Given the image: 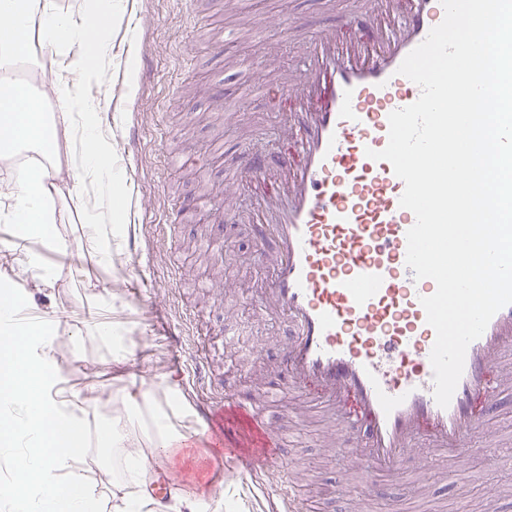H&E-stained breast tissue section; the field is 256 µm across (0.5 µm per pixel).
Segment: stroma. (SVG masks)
<instances>
[{"label":"stroma","instance_id":"35a3bbf8","mask_svg":"<svg viewBox=\"0 0 512 512\" xmlns=\"http://www.w3.org/2000/svg\"><path fill=\"white\" fill-rule=\"evenodd\" d=\"M124 17L110 26L112 73L122 85L92 84L86 95L99 101L101 121L112 135L113 162L124 183L138 242L112 250V263L99 265L81 238L76 201L63 205L58 232L68 247L44 258L53 272L51 285L35 284L24 257L13 248L10 225L0 223V274L9 275L25 309H35L55 338L54 361L64 385L73 392L95 387L101 400L82 433L86 446L77 464L111 512L112 490L123 473L126 449L138 447V426L112 421L113 408L134 393V381L154 388L155 399L172 391L186 436L178 453L154 461L153 472L168 475L176 489L204 499H223L224 512H272L284 472L259 478L228 466L219 429L197 431L193 406L205 391L186 385L177 362H191L201 337L223 340L233 334L231 354L241 365L230 392L258 394L270 427L288 432L278 454L298 472L294 495L310 512H344L336 493L346 464L331 458L327 442L334 428L314 413L296 416L301 394L280 391L274 365L279 324L255 308L257 286L266 278L254 266V231L249 224L217 223L206 202L223 203L224 172L242 145L264 150L267 128L284 120L269 109L265 95H243L255 60L266 40L281 37L279 20L312 11L311 0H249L248 17L261 20L263 32L242 33L237 19L224 11V0H125ZM223 43V53L211 46ZM237 112L224 121L222 110ZM167 138H160V130ZM198 155L203 173L164 156ZM194 201L184 223L164 226L168 202ZM111 321L122 343L93 336L99 321ZM123 351L125 361L113 355ZM117 427L125 448H106L94 436L98 427ZM471 442L478 455L447 472H434L429 493L417 497L418 470L405 465L395 485L367 502V512H476L490 485L512 487V394L501 396L494 414Z\"/></svg>","mask_w":512,"mask_h":512}]
</instances>
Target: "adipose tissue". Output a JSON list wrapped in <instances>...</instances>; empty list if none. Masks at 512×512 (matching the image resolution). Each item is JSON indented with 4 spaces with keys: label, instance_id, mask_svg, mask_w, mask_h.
I'll return each instance as SVG.
<instances>
[{
    "label": "adipose tissue",
    "instance_id": "adipose-tissue-1",
    "mask_svg": "<svg viewBox=\"0 0 512 512\" xmlns=\"http://www.w3.org/2000/svg\"><path fill=\"white\" fill-rule=\"evenodd\" d=\"M123 10V0H86L79 17L57 10L52 0H0V158H37L0 183V221L14 225L34 277L49 284L41 249H65L56 231L68 195L52 177L67 172L74 187L91 188L82 212L83 244L101 262L112 258L116 225L125 223L121 175L112 162V140L85 98L81 82L107 76L106 32ZM65 58L48 69L57 112L44 109L31 87L10 81L18 66L46 69L44 55ZM9 277L0 278V447L13 450L15 474L0 483V504L9 512H101V497L88 485L75 460L80 428L96 398L67 392L52 377L51 343L26 326ZM155 432L148 450L128 453L126 492L112 495V512H155L145 476L153 458L174 456L184 438L166 413L151 415Z\"/></svg>",
    "mask_w": 512,
    "mask_h": 512
}]
</instances>
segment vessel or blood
I'll use <instances>...</instances> for the list:
<instances>
[{
	"mask_svg": "<svg viewBox=\"0 0 512 512\" xmlns=\"http://www.w3.org/2000/svg\"><path fill=\"white\" fill-rule=\"evenodd\" d=\"M444 15L440 0H345L339 10L322 0L317 13L280 22L298 66L255 68L269 70L272 108L287 112V147L241 152L225 175L232 189L255 191V205L233 218L253 225L254 259L271 273L257 308L286 324L277 367L338 422L334 450L357 462L340 490L361 501L372 477L394 479L424 453L444 463L473 455L471 434L512 390L510 304L469 345L449 406L436 403L435 331L421 304L436 284L406 264L415 216L400 205L404 182L368 156L387 146L389 114L419 98L398 68ZM228 410L252 447L236 463L266 472L284 437L252 399L217 389L198 414L213 421Z\"/></svg>",
	"mask_w": 512,
	"mask_h": 512,
	"instance_id": "1",
	"label": "vessel or blood"
}]
</instances>
